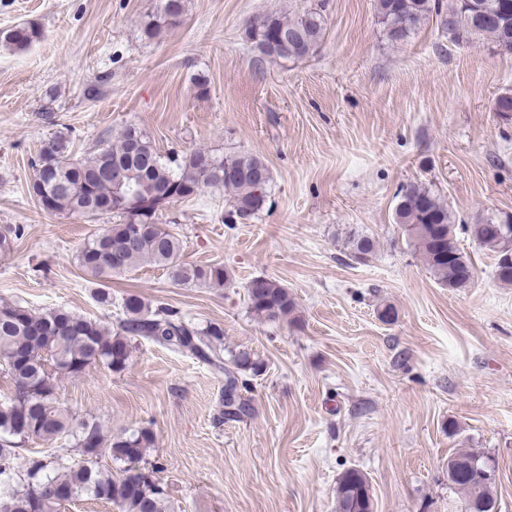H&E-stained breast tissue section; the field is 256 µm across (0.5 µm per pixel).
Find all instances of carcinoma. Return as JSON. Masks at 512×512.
Segmentation results:
<instances>
[{
  "label": "carcinoma",
  "mask_w": 512,
  "mask_h": 512,
  "mask_svg": "<svg viewBox=\"0 0 512 512\" xmlns=\"http://www.w3.org/2000/svg\"><path fill=\"white\" fill-rule=\"evenodd\" d=\"M175 13L166 10L168 0L143 21L142 30L153 38L179 23L184 0H174ZM377 14L387 38L405 42L430 19L455 42L483 41L500 51L512 52V0H377ZM325 18L314 8L295 17L267 15L248 28V37L264 56L300 59L320 43ZM42 32L31 22L0 30V43L24 50ZM29 193L49 213L76 214L86 218L115 215L118 222L90 235L77 254L80 267L104 281L114 274L149 265L169 272L179 283H203L224 287V266H196L181 261L182 242L171 225L159 222V208L144 205L159 186L172 189L171 198L187 199L206 188L224 189L232 203L224 223L234 224L258 214L266 203L271 180L266 163L257 156H217L196 149L184 155L162 156L151 137L135 125L125 127L117 140L77 157L70 138L51 136L41 149L38 168ZM131 184L138 197H118L114 188ZM395 209L409 245L445 288L466 287L473 279L471 261L461 250L448 206L430 189L416 183L401 187ZM478 245L494 253L495 277L512 286V216L488 218L471 227ZM348 255L364 262L375 249V239L353 232L347 242ZM257 286L247 292L250 312L261 321L288 316L294 300L278 281L257 277ZM123 318L117 331L63 308L32 311L0 302V369L12 384L11 396L0 401V483L11 478L19 444L26 440L53 443L70 437L80 448L83 461L56 466L37 452L25 463L23 490L0 496V512H61V507L85 495L104 500L118 512H175L173 501L156 477L158 466L123 469L114 474L99 466L108 454L113 461L136 463L154 446L147 427L126 429L107 435L94 419L79 420L57 399L63 378H76L92 365L114 372L127 367L132 341L138 337L200 357L224 371L223 415L240 418L250 411L239 395L242 373L254 376L263 362L248 350L224 358V330L216 325L203 328L184 321L167 307L151 309L137 295L122 304ZM489 459L474 448H459L448 456L451 479L448 490L461 496L463 512H498L497 484L481 483L473 469ZM336 512H373L370 482L361 470H345L336 481Z\"/></svg>",
  "instance_id": "carcinoma-1"
}]
</instances>
